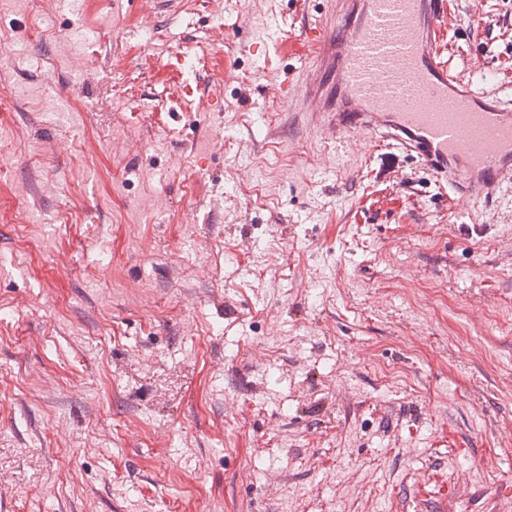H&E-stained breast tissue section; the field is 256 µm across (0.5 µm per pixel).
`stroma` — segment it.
Instances as JSON below:
<instances>
[{
    "instance_id": "35a3bbf8",
    "label": "stroma",
    "mask_w": 512,
    "mask_h": 512,
    "mask_svg": "<svg viewBox=\"0 0 512 512\" xmlns=\"http://www.w3.org/2000/svg\"><path fill=\"white\" fill-rule=\"evenodd\" d=\"M512 104V0H444ZM325 0L0 18V512H512V186L294 111Z\"/></svg>"
}]
</instances>
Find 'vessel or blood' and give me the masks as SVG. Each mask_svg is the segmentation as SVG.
I'll return each instance as SVG.
<instances>
[{"label":"vessel or blood","mask_w":512,"mask_h":512,"mask_svg":"<svg viewBox=\"0 0 512 512\" xmlns=\"http://www.w3.org/2000/svg\"><path fill=\"white\" fill-rule=\"evenodd\" d=\"M339 17L296 95L323 139L362 133L476 200L512 184V106L444 60L441 0H341Z\"/></svg>","instance_id":"1"}]
</instances>
